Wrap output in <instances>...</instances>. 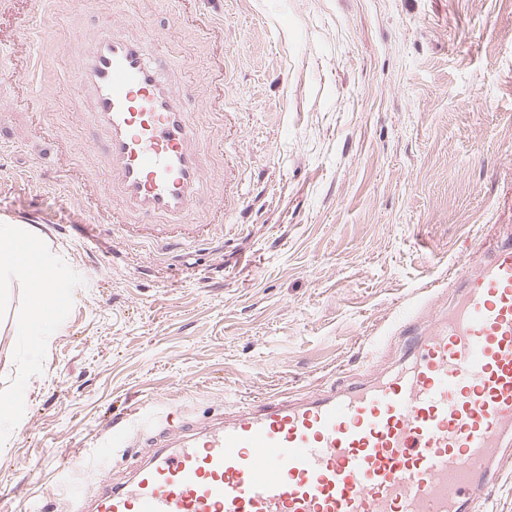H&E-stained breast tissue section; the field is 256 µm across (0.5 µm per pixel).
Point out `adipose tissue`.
Here are the masks:
<instances>
[{"label":"adipose tissue","instance_id":"obj_1","mask_svg":"<svg viewBox=\"0 0 512 512\" xmlns=\"http://www.w3.org/2000/svg\"><path fill=\"white\" fill-rule=\"evenodd\" d=\"M24 258L29 261L25 269L20 266ZM62 271L57 257L31 231L16 224L0 225V284L21 279L32 287L33 316L23 324V331L41 323L40 312Z\"/></svg>","mask_w":512,"mask_h":512}]
</instances>
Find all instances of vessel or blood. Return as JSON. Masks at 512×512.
Here are the masks:
<instances>
[{"mask_svg":"<svg viewBox=\"0 0 512 512\" xmlns=\"http://www.w3.org/2000/svg\"><path fill=\"white\" fill-rule=\"evenodd\" d=\"M71 23V90L92 103L77 120L102 140L70 150L75 208L95 224L215 223L202 209L214 136L148 52L155 29L123 14L105 30ZM55 47L41 23L23 75L42 73ZM401 333L405 366L301 402L273 394L190 425L126 408L106 448L138 438L150 455L125 481L101 465L98 493L72 492L68 512H473L512 459V240L465 274L448 317Z\"/></svg>","mask_w":512,"mask_h":512,"instance_id":"obj_1","label":"vessel or blood"}]
</instances>
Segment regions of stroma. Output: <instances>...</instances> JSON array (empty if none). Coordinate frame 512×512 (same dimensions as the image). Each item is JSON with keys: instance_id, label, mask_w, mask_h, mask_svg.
Instances as JSON below:
<instances>
[{"instance_id": "35a3bbf8", "label": "stroma", "mask_w": 512, "mask_h": 512, "mask_svg": "<svg viewBox=\"0 0 512 512\" xmlns=\"http://www.w3.org/2000/svg\"><path fill=\"white\" fill-rule=\"evenodd\" d=\"M78 10L97 28L118 11L166 19L161 0L0 6L7 68L16 30L54 18L44 120L67 142L90 136L73 117L91 105L68 88ZM154 50L192 104L223 72L214 174L239 204L177 252L152 228L90 232L73 185L24 140L35 113H0V225L61 254L69 292L23 336L28 291L0 288V389L25 398L22 421L0 425V512H66L53 448L79 453L95 494L97 447L125 407L194 421L397 368L402 317L446 314L512 234V0H224L211 44L164 30Z\"/></svg>"}]
</instances>
